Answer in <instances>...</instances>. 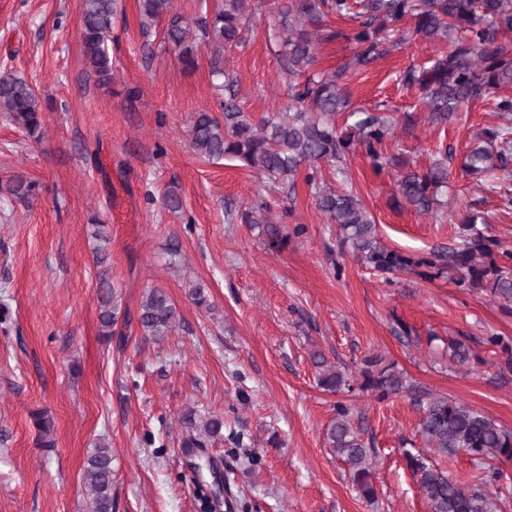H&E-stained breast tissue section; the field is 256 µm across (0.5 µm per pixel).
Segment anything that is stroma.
<instances>
[{"mask_svg":"<svg viewBox=\"0 0 512 512\" xmlns=\"http://www.w3.org/2000/svg\"><path fill=\"white\" fill-rule=\"evenodd\" d=\"M249 10L246 44L224 51L236 77L227 92L215 87L209 50L199 48L187 70L164 45L162 27L143 32L139 0H120L105 84L86 74L82 0H0V73L37 90L44 132L33 139L0 113V512H89L84 465L100 442L112 450V512H199L193 466L209 461L224 474L219 512H429L403 458L407 448L467 486L500 472L498 510L512 512L511 462L433 452L411 397L325 391L313 361L322 354L355 378L365 357L380 356L420 389L512 429V373L500 374L506 355L488 342L512 339V311L486 288L362 266L341 251L305 170L274 185L234 159L204 162L192 152L196 112L219 111L231 96L258 121L288 103L270 40L278 16L267 0H250ZM330 24L345 36L320 47L318 72L352 56L356 21ZM444 48L406 32L397 50L352 76V107L384 100L398 121L422 113L400 74L429 65ZM497 121L486 100L442 127L395 126L385 151L414 170L432 164L439 143L453 150L435 215L394 208L393 170L375 174L361 155L349 156L341 173L322 165V177L358 192L390 248L427 256L457 246L477 199L482 232L512 250V211L502 202L512 179L481 186L461 169L473 135ZM17 173L35 184L29 201L5 190ZM169 191L180 209L165 204ZM263 199L268 219L289 235L278 251L235 220ZM98 223L108 237L102 245L92 236ZM297 224L303 235H293ZM100 245L124 309L136 312L152 288L169 295L179 323L168 336L154 340L127 327L121 339L105 340ZM196 285L205 307L189 297ZM456 339L471 349L462 365L450 358ZM340 403L375 450L376 502L359 497L327 446ZM35 410L54 420L53 449L39 444ZM188 410L223 417V437L182 447Z\"/></svg>","mask_w":512,"mask_h":512,"instance_id":"1","label":"stroma"}]
</instances>
